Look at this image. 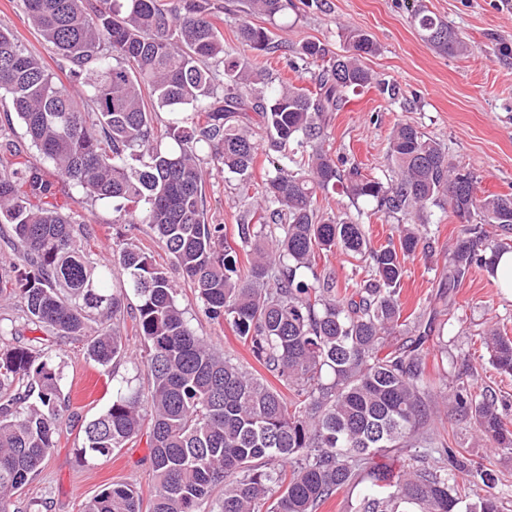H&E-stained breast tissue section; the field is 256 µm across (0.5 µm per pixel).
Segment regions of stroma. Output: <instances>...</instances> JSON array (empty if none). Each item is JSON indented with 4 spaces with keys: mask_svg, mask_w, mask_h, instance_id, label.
Wrapping results in <instances>:
<instances>
[{
    "mask_svg": "<svg viewBox=\"0 0 512 512\" xmlns=\"http://www.w3.org/2000/svg\"><path fill=\"white\" fill-rule=\"evenodd\" d=\"M420 1L469 44V55L440 54L421 39L412 20V7ZM293 2L287 19L279 21L276 29L287 54L262 59L270 81L285 78L315 89L318 67L292 71L286 65L287 55L296 54L308 39L323 42L331 54H344L348 33L358 30L379 47L375 55L366 57V66L400 89L398 99L392 100L377 87L365 88L332 114L323 147L333 158L359 167L365 177L386 179L391 173L390 134L396 124L409 123L440 142L459 169L476 176L478 196L512 195V0H319L312 6L303 0ZM0 27L13 32L59 81H67L69 63L28 23L22 0H0ZM263 178L260 160L246 181L218 169L206 175L207 221L227 227L231 246L239 244L234 230ZM319 203L324 214L359 219L373 246L397 233V219L377 212L375 202L354 203L343 193L331 192ZM71 209L88 226L87 252L93 261L110 258L112 238L122 233L153 262L172 267L170 255L147 225L114 224L111 204L75 203ZM422 222L430 247L406 259L401 301L405 313H434L435 333L448 344L444 356L430 349L428 373L452 386L465 383L475 396L495 392L499 412L512 425V376L489 364L480 340L481 333L491 328L512 337V294L499 288L492 271L481 268L472 269L454 291L442 288L448 272L446 253L464 234L465 225L450 209L436 206L427 210ZM318 267L331 272L342 287H356L368 277L365 262L339 249L322 255ZM178 303L217 352L258 370L231 327L206 317L190 285L181 284ZM121 329L128 354L109 368L89 357L83 341L65 339L49 347L54 364L62 370L60 387L70 398L69 416L60 425L57 444L40 473L15 497V512H81L83 503L117 482L135 485L143 497L151 496L152 463L145 440L90 464L83 463L78 453L85 426L112 402L113 382L128 378L133 388L148 387L145 348L133 317H125ZM435 425L448 432L454 447L494 476L492 491L503 512H512V453L490 448L479 438L473 421L452 406L441 408Z\"/></svg>",
    "mask_w": 512,
    "mask_h": 512,
    "instance_id": "obj_1",
    "label": "stroma"
}]
</instances>
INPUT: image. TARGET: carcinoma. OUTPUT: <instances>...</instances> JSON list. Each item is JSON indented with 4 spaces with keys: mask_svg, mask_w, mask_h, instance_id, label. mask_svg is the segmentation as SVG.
I'll list each match as a JSON object with an SVG mask.
<instances>
[{
    "mask_svg": "<svg viewBox=\"0 0 512 512\" xmlns=\"http://www.w3.org/2000/svg\"><path fill=\"white\" fill-rule=\"evenodd\" d=\"M243 12L273 20L292 0H240ZM43 40L73 64L69 88L13 33L0 28V92L9 97L36 148L58 179L78 188L76 202H114L116 224H146L197 292L207 317L227 322L254 358L293 392L281 391L229 356L216 354L178 304V288L135 244L112 242L125 280L107 287L112 264L89 259L86 225L62 212L52 183L30 166L25 150L0 133V224L20 264L0 268V301L19 299L31 331L24 345L0 346V512L36 476L56 447L68 403L46 343L93 335L87 350L102 366L120 357L119 321L128 292L138 298L136 327L146 349V393L118 387L112 403L84 429L83 460L147 439L154 492L148 512H200L224 487L214 512H317L366 472L359 512H502L494 479L444 434L429 431L431 399L425 344L430 327L404 316V262L423 246L415 224L398 227L397 242L371 247L362 224L324 217L317 193L341 188L349 199L372 200L394 215L449 206L470 223L450 252L445 288L458 287L474 267H495L512 244V196L475 194L473 174L448 160L442 145L408 123L389 142L394 176L387 182L346 171L324 150L327 114L349 94L374 84L393 98L397 87L364 64L376 43L347 35L346 55H329L318 40L300 46L297 69L322 62L318 91L262 75L224 45L207 17V0H23ZM412 19L434 50L465 55L469 45L418 5ZM238 44L279 51L274 33L244 21ZM223 63L217 75L209 61ZM171 118L163 122L159 114ZM257 116L270 153L261 194L236 224L246 262L228 245L224 225L203 216L204 166L247 180L259 144ZM310 147L307 160L289 148ZM341 247L368 263L369 279L338 288L316 258ZM492 366L512 374V337H482ZM496 449L512 451V430L495 398L476 399L462 386L442 393ZM422 444L450 460L455 472L425 463L393 475L371 466L380 453L404 454ZM485 490L461 494L456 473ZM141 491L112 484L83 512H143Z\"/></svg>",
    "mask_w": 512,
    "mask_h": 512,
    "instance_id": "carcinoma-1",
    "label": "carcinoma"
}]
</instances>
